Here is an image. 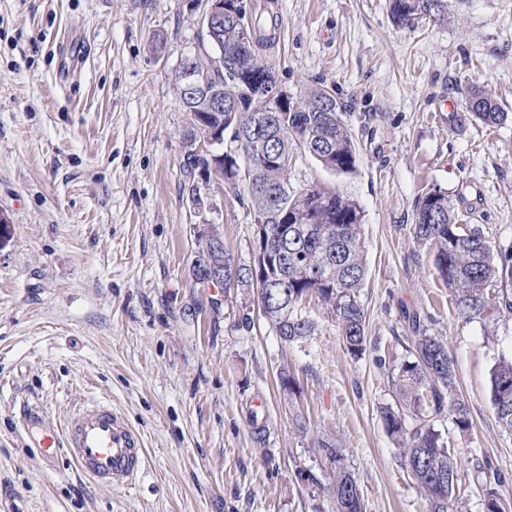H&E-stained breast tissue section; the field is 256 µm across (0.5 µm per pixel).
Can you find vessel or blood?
I'll return each mask as SVG.
<instances>
[{"instance_id": "b4317fda", "label": "vessel or blood", "mask_w": 512, "mask_h": 512, "mask_svg": "<svg viewBox=\"0 0 512 512\" xmlns=\"http://www.w3.org/2000/svg\"><path fill=\"white\" fill-rule=\"evenodd\" d=\"M38 445L65 452L76 469L108 488L132 485L145 463L137 430L105 403L79 407L61 430L41 434Z\"/></svg>"}]
</instances>
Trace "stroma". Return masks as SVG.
I'll list each match as a JSON object with an SVG mask.
<instances>
[{"label":"stroma","mask_w":512,"mask_h":512,"mask_svg":"<svg viewBox=\"0 0 512 512\" xmlns=\"http://www.w3.org/2000/svg\"><path fill=\"white\" fill-rule=\"evenodd\" d=\"M245 2L277 22L260 56L278 85L333 89L356 139L352 173L302 154L289 183L361 209L366 346L349 354L316 302L304 308L315 336L288 343L256 289L215 305L196 285L211 230L248 265L256 228L248 196L187 171L176 76L206 43L188 0H0V512H332L321 438L338 443L367 512H428L381 418L409 357L406 308L447 341L469 409L466 432L438 424L460 512H486L479 461L512 503V434L490 381L512 355V316L462 318L414 235L419 198L439 190L512 250V0H451L448 24L412 26L388 0ZM473 86L510 120L472 118ZM94 402L144 440L134 488L99 486L26 433L27 409L55 431Z\"/></svg>","instance_id":"35a3bbf8"}]
</instances>
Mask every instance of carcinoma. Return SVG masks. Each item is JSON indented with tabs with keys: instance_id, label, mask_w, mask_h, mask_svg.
Returning <instances> with one entry per match:
<instances>
[{
	"instance_id": "obj_1",
	"label": "carcinoma",
	"mask_w": 512,
	"mask_h": 512,
	"mask_svg": "<svg viewBox=\"0 0 512 512\" xmlns=\"http://www.w3.org/2000/svg\"><path fill=\"white\" fill-rule=\"evenodd\" d=\"M394 18L402 25L419 19L448 23V0H390ZM239 12L235 0H224V27L221 43L224 50L237 53L232 67L216 71L213 81L229 92L239 88L237 75L248 74L252 62L260 58L259 49L271 41V29L263 13H254L246 20L253 42L241 45V28L234 15ZM326 92L314 88L297 96L286 95L276 112L264 113L260 124L273 129L278 136L260 142L247 127L230 123L229 113L209 112L203 98L180 100L184 111L204 116L214 128L224 127V138L247 141L236 156H203L189 151V166L198 170L211 165L224 167V186L234 195L247 190L254 210L255 226L261 228L255 243L281 224L288 225L296 239L288 241V294L271 293L264 317L286 342L305 341L318 328L315 319L297 312L296 305L305 297H315L334 320L339 336L354 356L366 345V315L359 293L367 275L362 253L360 225L362 214L358 205L336 189L312 185L294 195L270 201L259 190L240 186L230 178L234 169L245 165L257 168L263 185H284L288 168L265 157L278 154L289 160L303 150L322 167L337 174L355 170L357 155L351 130L341 118V107L328 114L314 111L318 98ZM466 109L487 126L507 121L492 96L480 87L466 92ZM417 240L435 246L434 262L441 278L453 296L459 314L468 319L498 320L512 315V292L504 285L512 283V250L496 252L482 229L460 223V216L440 191L428 192L416 207ZM210 251L224 256V280L230 288L253 286L243 276L232 277L233 259L224 240L210 239ZM322 278H316V274ZM408 321L416 333L409 354L413 360L401 363L397 374V401L381 411L387 432L400 450L401 460L413 479L424 491L429 512H457L454 509L458 463L448 448V439L436 428V422L450 416L460 431L470 427L469 410L453 394L456 382L455 360L442 338L429 332L414 313ZM491 398L501 427L512 433V356L501 357L491 374ZM318 451L331 463L332 483L329 488L334 512H366V505L352 470L333 440L322 439ZM483 476L487 512H506L500 487L499 471L488 462L476 464Z\"/></svg>"
}]
</instances>
